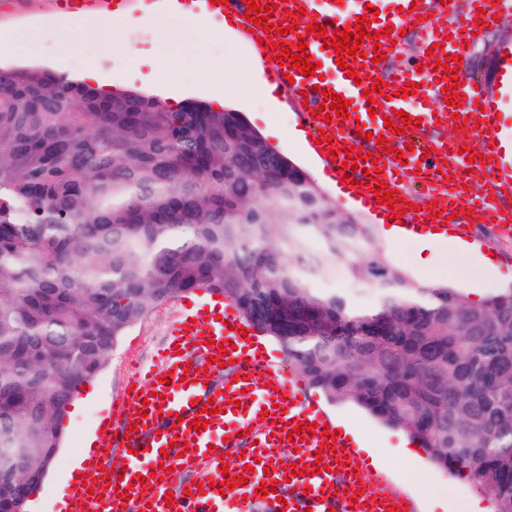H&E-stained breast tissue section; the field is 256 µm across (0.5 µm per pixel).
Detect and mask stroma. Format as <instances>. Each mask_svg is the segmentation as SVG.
Returning <instances> with one entry per match:
<instances>
[{"instance_id":"1","label":"stroma","mask_w":512,"mask_h":512,"mask_svg":"<svg viewBox=\"0 0 512 512\" xmlns=\"http://www.w3.org/2000/svg\"><path fill=\"white\" fill-rule=\"evenodd\" d=\"M143 3L144 0H124L131 21L116 29L113 44H105L96 32L90 31L83 36V55L72 54L66 46L51 42L42 55L35 57V64L73 76L79 73L85 58L91 57L99 61L104 82L118 90L125 86L131 50L153 46L157 49L158 71L165 81L160 98L173 109L191 102H209L212 85L208 64L230 65L237 90L225 93V108L243 113L257 131L276 130L278 136L272 139V146L304 170L340 212L355 216L360 223L375 224L374 213L351 204L341 193L339 183L326 175L323 163L294 139V132L303 128L299 106L285 102L279 92L268 102L262 92L252 91V67L259 54L251 36L240 25H233L225 38L202 39L198 57L189 59L158 45L155 29L144 16ZM76 9L72 0H0V30L46 29L57 21L71 19ZM508 46H512V9L500 13L493 24L473 38L459 80L465 83L477 79L485 84L500 113L498 132L512 135V98L501 95L498 81L501 52ZM462 237L477 244L481 253L494 255L495 275L464 268L445 252L424 260L418 245L412 242H385L381 248L389 263L411 279L459 288L472 299L483 300L512 286V237L504 236L495 225L482 223L466 225ZM314 286L341 295L358 307L368 306L378 296L372 286L354 282L349 263L337 258L329 259L325 275L315 279ZM185 301L182 295L172 298L128 330L106 367L87 382L84 390L78 391L82 407L64 418L60 448L37 496L29 502L28 512H64L67 489L79 471L85 439L98 434L102 420L118 423V401L129 376L156 365L157 353ZM327 409L335 418H348L357 429L363 457L379 460V467L370 470V478L386 479L408 498L412 512H469L474 503L480 505L482 512H494L492 501L465 477L443 471L427 460L420 471L408 472L402 455L412 440L405 431L385 426L351 404L331 403Z\"/></svg>"}]
</instances>
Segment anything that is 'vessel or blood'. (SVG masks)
I'll return each mask as SVG.
<instances>
[{
	"label": "vessel or blood",
	"mask_w": 512,
	"mask_h": 512,
	"mask_svg": "<svg viewBox=\"0 0 512 512\" xmlns=\"http://www.w3.org/2000/svg\"><path fill=\"white\" fill-rule=\"evenodd\" d=\"M277 0H259L270 6L271 22L281 21L285 12L303 10L316 13L317 23L326 25L328 33L352 26L355 14L341 15L336 0H288L285 8H277ZM413 12L390 10L371 20V31L387 30L381 45L397 39L401 30L415 33L423 50L417 66L394 68L378 72L370 54L375 42L364 40L362 53L347 58L345 66L335 63L334 49L323 48L318 39H309L307 56L310 63L319 64L318 75L304 76L292 63L269 60L273 81L298 104H321L325 92L342 94L351 100L354 116L347 119L332 117L325 122L311 113H303V123L312 138L317 139L316 150L326 154L337 149L336 161L326 162L325 172L336 180L351 178L362 184L357 202L368 210H381L372 191L374 182L365 179L363 170L369 163H377L379 179L390 189L401 190L415 186L437 201V211L448 217L450 230L472 223L482 217L485 223L499 224L512 221L503 213L497 198L512 192V174H503L496 161L498 149L494 134L498 113L485 90L474 83L460 85L465 99L459 112L463 125L460 136L445 137L451 122V106L441 84L435 83L431 58L449 55L465 56L467 42L478 20L477 10H484L486 21H493L499 10L497 0H469V11L460 28H446L441 19L448 8L442 0H416ZM201 9L214 16H229L244 21L248 6L245 0H226L212 5L201 0ZM364 67L367 78L355 83L346 70ZM379 73L386 82L388 97L379 98L377 116H370L368 97L369 76ZM426 84L428 95H410L399 98L400 88L408 83ZM402 111L419 119L418 132L395 134L401 119L393 121V129H386L385 116ZM383 135L390 146L402 150V160H395L376 144H365L359 128ZM367 145L372 160H359L357 171L343 175L339 164L345 161L342 145ZM475 148L480 158L467 162L461 150ZM483 179L486 193L470 196L465 186L470 176ZM238 319L223 302L212 301L205 306L190 305L184 309L179 323L170 333L168 342L159 352L160 364L131 381L133 390L122 402L121 423L131 426L129 437L121 439V463L117 471L123 477L117 485L107 483V474L94 467L92 488L73 484L68 493L69 512H386L387 508L403 505L404 495L386 486L370 487L365 477L359 476L356 465L361 458L352 438L340 435L334 438L331 450H323V431L306 434L305 438L290 437L291 426L299 423H324L330 416L306 395L299 376L286 377L274 371L266 356L248 349L237 326ZM234 362L236 379L229 386L214 385L222 372L221 366ZM171 374L170 383H162V374ZM212 402L215 412L206 416V429L195 432L187 426L200 414V405ZM169 456H162V449ZM294 452L300 464L322 461L327 469L321 473L294 475L291 467L283 464L285 453ZM229 454L228 472H221L220 454ZM253 466L254 474L247 483L222 493L219 483L225 474L243 473L245 466ZM165 469L163 481H156L155 471ZM205 470L209 485L200 487L183 480L186 472ZM143 477V485H134L136 477ZM173 494L174 503H166V494Z\"/></svg>",
	"instance_id": "1"
}]
</instances>
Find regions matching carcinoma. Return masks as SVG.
Returning <instances> with one entry per match:
<instances>
[{
  "mask_svg": "<svg viewBox=\"0 0 512 512\" xmlns=\"http://www.w3.org/2000/svg\"><path fill=\"white\" fill-rule=\"evenodd\" d=\"M332 256L375 306L313 288ZM196 290L512 512L511 288L474 305L411 280L240 112L0 68L1 504L49 470L80 383L121 337Z\"/></svg>",
  "mask_w": 512,
  "mask_h": 512,
  "instance_id": "obj_1",
  "label": "carcinoma"
}]
</instances>
